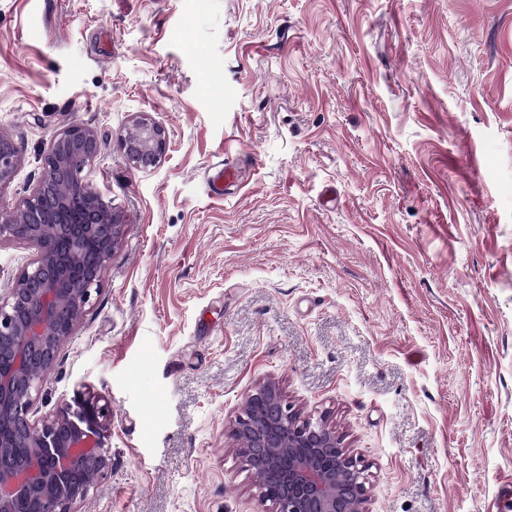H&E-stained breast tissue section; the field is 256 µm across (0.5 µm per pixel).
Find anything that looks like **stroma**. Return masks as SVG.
Here are the masks:
<instances>
[{"instance_id":"35a3bbf8","label":"stroma","mask_w":512,"mask_h":512,"mask_svg":"<svg viewBox=\"0 0 512 512\" xmlns=\"http://www.w3.org/2000/svg\"><path fill=\"white\" fill-rule=\"evenodd\" d=\"M75 122L125 227L31 417L110 402L84 512H269L231 437L269 378L368 512H512V0H0V206ZM132 126L120 143L125 157L136 168L146 169L157 166L168 149V136L165 129L146 113H140ZM20 149L9 137L0 136V190L12 180L20 161Z\"/></svg>"}]
</instances>
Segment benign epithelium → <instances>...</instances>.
Returning <instances> with one entry per match:
<instances>
[{
  "label": "benign epithelium",
  "mask_w": 512,
  "mask_h": 512,
  "mask_svg": "<svg viewBox=\"0 0 512 512\" xmlns=\"http://www.w3.org/2000/svg\"><path fill=\"white\" fill-rule=\"evenodd\" d=\"M121 149L135 167L152 168L165 156L168 136L141 113ZM99 152L95 130L68 125L52 138L38 184L0 207V242L37 247L0 295V512H80L112 470L104 398L77 393L42 420L30 418L123 236L124 225L87 179ZM20 156L16 143L1 135L0 190ZM231 436L242 466L265 475L272 512H367L365 466L336 429L301 417L277 381L264 380L247 396Z\"/></svg>",
  "instance_id": "obj_1"
}]
</instances>
